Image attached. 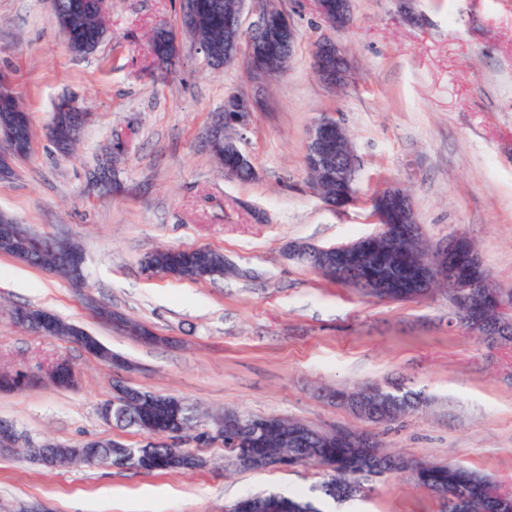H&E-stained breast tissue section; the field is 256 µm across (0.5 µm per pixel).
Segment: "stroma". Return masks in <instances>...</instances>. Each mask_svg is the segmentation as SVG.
<instances>
[{
	"instance_id": "1",
	"label": "stroma",
	"mask_w": 512,
	"mask_h": 512,
	"mask_svg": "<svg viewBox=\"0 0 512 512\" xmlns=\"http://www.w3.org/2000/svg\"><path fill=\"white\" fill-rule=\"evenodd\" d=\"M274 4L290 14L299 41L286 71L258 90L244 64H208L180 27V0H107L108 35L86 55L68 48L52 0H0V81L33 125L29 154L0 180V210L37 234L75 241L89 294L159 336L128 335L60 275L0 255V368L52 357L79 372L69 389L34 382L0 390V420L33 444L114 438L142 447L149 434L99 414L120 378L197 405L180 445L201 460L164 473L50 470L20 451L0 454V512H229L256 493L320 498L319 468H240L215 435L227 409L369 427L389 451L457 462L512 488V341L471 335L453 319L446 285L414 301L368 298L284 252L291 241L333 245L377 231L370 200L395 186L411 195L429 244L464 233L497 287L512 289V0H351L340 29L314 0ZM161 22L178 37L176 65L163 74L148 44ZM323 38L351 61L342 89L313 72V45ZM232 92L261 100L243 143L257 170L249 182L226 175L206 146L212 116ZM63 96L92 114L69 154L47 134ZM324 117L349 132L360 164L358 201L341 210L326 206L306 168L308 132ZM104 163L116 193L93 182ZM163 246L219 250L236 272L201 282L147 276L141 259ZM29 306L82 326L120 363L22 329L12 313ZM365 384L402 386L420 403L369 426L329 397ZM362 483L364 496L320 499L323 512L444 510L405 476Z\"/></svg>"
}]
</instances>
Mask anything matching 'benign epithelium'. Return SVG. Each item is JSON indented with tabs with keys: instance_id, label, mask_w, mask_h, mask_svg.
Returning <instances> with one entry per match:
<instances>
[{
	"instance_id": "benign-epithelium-1",
	"label": "benign epithelium",
	"mask_w": 512,
	"mask_h": 512,
	"mask_svg": "<svg viewBox=\"0 0 512 512\" xmlns=\"http://www.w3.org/2000/svg\"><path fill=\"white\" fill-rule=\"evenodd\" d=\"M106 0H72L69 5L70 16L80 15L90 10L104 11ZM317 10L327 24L333 28L345 26L350 18L351 0H315ZM250 29L259 34V40L252 50L253 60L248 66L249 73L256 80H263L281 73L279 58L285 47H293L298 41V32L287 12L273 7H265L258 12ZM313 67L316 76L324 83L340 87L348 79L350 64L336 42L323 39L317 42L313 50ZM259 104L256 96L233 93L224 101V112L221 113V128H211L208 132L209 147L214 158L224 165V172L236 176L238 170L252 164L251 158L241 148L243 132L249 128L252 112ZM90 118V113L78 107L74 100L62 98L57 101L54 110V122L49 127V136L55 147L63 152L71 151L73 143ZM64 128L69 132L68 138H57L56 128ZM341 125L332 118H323L310 128L306 143V166L316 168L327 180L336 182L345 188L353 183L358 160L355 154L343 155L336 147V134ZM25 122L19 112L0 113V141L5 143L8 151L0 153V179L10 177L13 171L12 162L23 156ZM229 163H224V160ZM381 229L387 236L396 237L408 233V229L419 225L416 211L409 195L399 187H390L378 202V209L373 211ZM369 239L363 237L345 245V249L333 252L325 247L305 241H293L286 251L289 257L299 261L311 254L318 256L319 267L334 272L343 266L342 257L358 254L367 249ZM11 251V258L29 264L37 260L45 248L54 254V263L47 266L51 271L63 268L70 281L84 292L89 302L94 299L83 273L84 255L70 245L67 237H43L31 231L12 215L0 214V253L3 249ZM426 258L413 266L406 273L399 269H388L382 275L381 288H394L403 283L429 292L441 282L448 283L451 290L454 310L460 321L466 323L471 332L478 336H504L506 332L501 326L506 320L496 323L485 318L481 306L475 300L466 298L465 289H477L480 298L497 305V311L511 314L512 304L499 300L497 286L491 279L476 248L468 237L462 233L439 242L427 245ZM15 324L40 336L52 338L59 333L61 321L58 315L40 309L32 312L27 308H19L13 312ZM109 321L119 325L132 336L152 342L156 335L149 328L132 324L127 318L113 315ZM68 338L85 345V349L102 361L112 362V352L92 336L86 329L72 324L66 327ZM59 369L46 382L55 387L71 388L77 381V369L66 360H59ZM135 399L148 407L164 406L177 411L187 407V402L175 397H162L160 394L132 393L128 385L117 381L112 385V401L100 408L101 417L108 423L121 415L130 399ZM240 422L237 412L229 410L216 421V434L222 438L236 430ZM319 433L328 435L332 440L355 448H374L376 438L368 431H352L349 429H321ZM22 441L17 431L8 424L0 425V454L14 451ZM250 442H245L236 460L239 466L250 470H261L272 467L288 466V459L275 463L249 449ZM156 443L149 442L141 448H129L118 440L104 442L89 440L78 448H68L53 440H45L39 444L25 446L28 459L46 467L84 463L102 464L110 468L127 467L140 460L153 457Z\"/></svg>"
}]
</instances>
